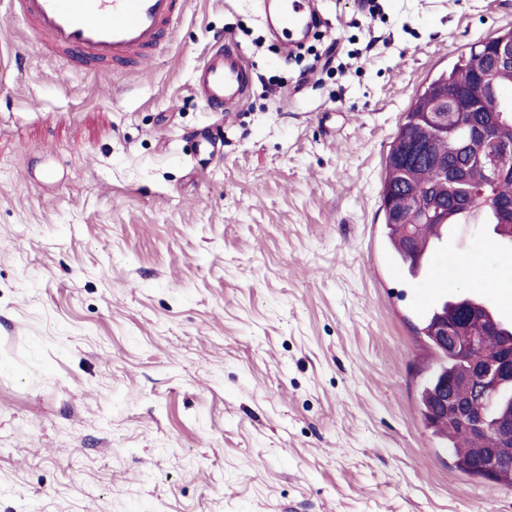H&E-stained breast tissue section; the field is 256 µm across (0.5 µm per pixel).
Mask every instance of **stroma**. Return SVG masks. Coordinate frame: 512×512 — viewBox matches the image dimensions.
<instances>
[{"label": "stroma", "instance_id": "1", "mask_svg": "<svg viewBox=\"0 0 512 512\" xmlns=\"http://www.w3.org/2000/svg\"><path fill=\"white\" fill-rule=\"evenodd\" d=\"M273 41L255 0H185L132 75L46 57L0 0V512H512L419 409L433 358L384 244L383 157L418 91L512 0H322ZM233 37L252 90L193 72ZM512 270L487 224L449 294ZM218 43L196 69L193 82L210 112H236L249 96L247 57L229 36Z\"/></svg>", "mask_w": 512, "mask_h": 512}]
</instances>
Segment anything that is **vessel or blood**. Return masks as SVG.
I'll return each mask as SVG.
<instances>
[{
    "mask_svg": "<svg viewBox=\"0 0 512 512\" xmlns=\"http://www.w3.org/2000/svg\"><path fill=\"white\" fill-rule=\"evenodd\" d=\"M315 0H263L269 27L284 47L297 45L317 26ZM41 47L62 63L97 69L99 78L124 70L167 43L184 0H10ZM247 57L231 37L207 52L193 75L196 91L212 112H234L249 96ZM417 311L443 293L437 268L424 273Z\"/></svg>",
    "mask_w": 512,
    "mask_h": 512,
    "instance_id": "obj_1",
    "label": "vessel or blood"
}]
</instances>
